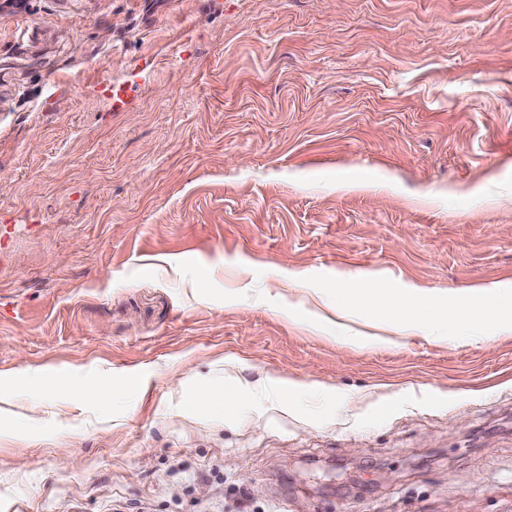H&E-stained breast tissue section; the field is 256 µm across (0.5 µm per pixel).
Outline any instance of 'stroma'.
<instances>
[{
  "label": "stroma",
  "mask_w": 512,
  "mask_h": 512,
  "mask_svg": "<svg viewBox=\"0 0 512 512\" xmlns=\"http://www.w3.org/2000/svg\"><path fill=\"white\" fill-rule=\"evenodd\" d=\"M370 272L512 281V0H0L8 512H512V331L337 319Z\"/></svg>",
  "instance_id": "obj_1"
}]
</instances>
